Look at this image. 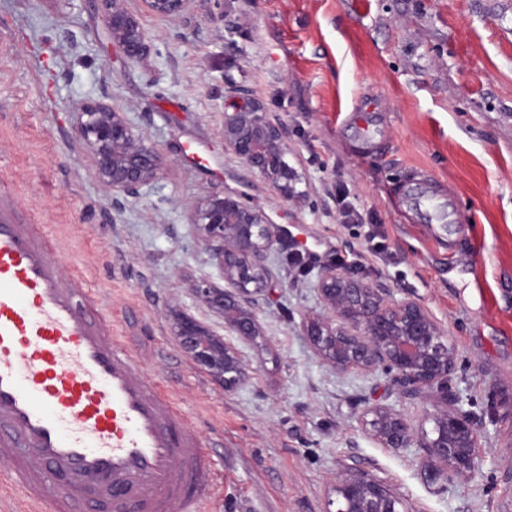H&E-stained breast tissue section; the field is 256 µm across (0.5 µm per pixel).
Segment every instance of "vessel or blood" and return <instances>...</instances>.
I'll return each mask as SVG.
<instances>
[{
	"label": "vessel or blood",
	"instance_id": "1",
	"mask_svg": "<svg viewBox=\"0 0 512 512\" xmlns=\"http://www.w3.org/2000/svg\"><path fill=\"white\" fill-rule=\"evenodd\" d=\"M347 126L371 143L385 130L376 102ZM403 201L420 220L460 223L425 182ZM43 225L0 208V466L49 512L90 494L101 512H197L210 461L183 415L112 337L105 308L51 256Z\"/></svg>",
	"mask_w": 512,
	"mask_h": 512
}]
</instances>
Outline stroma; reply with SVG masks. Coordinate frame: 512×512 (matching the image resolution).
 Segmentation results:
<instances>
[{"mask_svg": "<svg viewBox=\"0 0 512 512\" xmlns=\"http://www.w3.org/2000/svg\"><path fill=\"white\" fill-rule=\"evenodd\" d=\"M124 6L150 39L145 60L113 45L99 0H0V206L45 225L55 258L93 288L113 336L185 417L212 465L202 512H328L353 467L408 512H512V345L498 329L512 317V0H220L215 20L193 26L145 14L142 0ZM230 84L286 122L303 202L225 150ZM369 99L388 137L365 145L346 121ZM100 100L129 113L164 160L118 213L71 130L73 113ZM415 173L462 223L435 237L402 205ZM339 182L362 223H337ZM214 193L260 207L282 236L262 334L237 343L249 378L228 391L182 351L170 318L178 308L223 329L192 292L219 271L187 222ZM373 224L388 262L366 251ZM338 253L350 273L420 302L455 344L448 404L480 433L472 477L430 479L423 449L380 447L362 423L379 404L417 425L434 399L316 355L305 324L324 312L315 285Z\"/></svg>", "mask_w": 512, "mask_h": 512, "instance_id": "1", "label": "stroma"}]
</instances>
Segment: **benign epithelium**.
I'll list each match as a JSON object with an SVG mask.
<instances>
[{
	"instance_id": "7a95c632",
	"label": "benign epithelium",
	"mask_w": 512,
	"mask_h": 512,
	"mask_svg": "<svg viewBox=\"0 0 512 512\" xmlns=\"http://www.w3.org/2000/svg\"><path fill=\"white\" fill-rule=\"evenodd\" d=\"M103 22L126 58L144 59L150 44L139 19L123 0H99ZM153 15L194 22L208 0H142ZM73 132L86 146L100 183L110 192L112 206L137 199L159 175L163 160L146 142L127 113L94 103L73 116ZM224 147L287 201L298 202L305 191L299 171L287 161L288 127L267 111L250 90L229 86L224 93ZM220 271V281H203L196 293L224 320L218 334L196 317L181 313L172 321L173 335L192 361L207 369L230 390L245 383L248 364L241 351L224 336L249 339L262 332L259 301L278 277L269 255L281 243L262 209L214 194L197 203L189 215ZM327 316L306 324L315 352L342 370L370 372L382 368L395 373L408 393H427L448 401V379L457 349L445 331L419 302L397 301L380 282L357 278L338 267H326L316 282ZM362 422L384 448H423L427 474L433 479L471 477L477 466L479 432L458 409L440 411L414 430L399 411L372 405ZM336 512H406L403 500L382 480L351 469L335 488Z\"/></svg>"
}]
</instances>
